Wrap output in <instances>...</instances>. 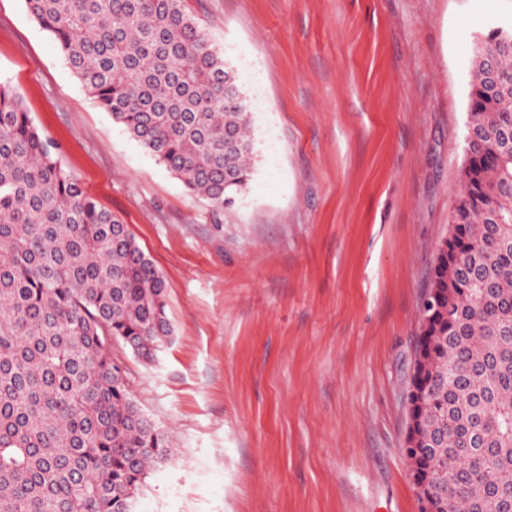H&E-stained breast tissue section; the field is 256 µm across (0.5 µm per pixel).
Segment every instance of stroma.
Here are the masks:
<instances>
[{"mask_svg": "<svg viewBox=\"0 0 512 512\" xmlns=\"http://www.w3.org/2000/svg\"><path fill=\"white\" fill-rule=\"evenodd\" d=\"M246 95L253 176L191 195L23 0L0 82L162 272L173 335L113 341L172 442L135 512H420L403 451L419 306L464 158L473 34L512 0H184Z\"/></svg>", "mask_w": 512, "mask_h": 512, "instance_id": "1", "label": "stroma"}]
</instances>
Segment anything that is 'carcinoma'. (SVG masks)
<instances>
[{
    "instance_id": "carcinoma-1",
    "label": "carcinoma",
    "mask_w": 512,
    "mask_h": 512,
    "mask_svg": "<svg viewBox=\"0 0 512 512\" xmlns=\"http://www.w3.org/2000/svg\"><path fill=\"white\" fill-rule=\"evenodd\" d=\"M113 121L195 196L252 175L245 97L183 0H23ZM461 188L434 258L408 384L413 473L434 512H512V43L472 42ZM173 335L166 285L126 225L0 83V512H132L167 435L112 361Z\"/></svg>"
}]
</instances>
